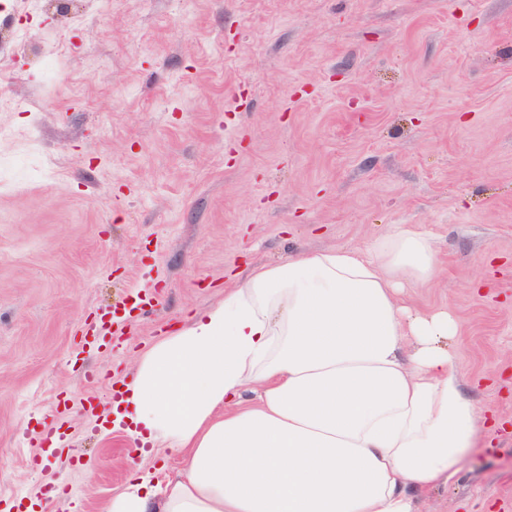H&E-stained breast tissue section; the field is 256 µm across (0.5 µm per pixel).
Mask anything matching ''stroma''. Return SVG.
<instances>
[{"instance_id": "stroma-1", "label": "stroma", "mask_w": 512, "mask_h": 512, "mask_svg": "<svg viewBox=\"0 0 512 512\" xmlns=\"http://www.w3.org/2000/svg\"><path fill=\"white\" fill-rule=\"evenodd\" d=\"M58 2L0 0V512H105L135 355L250 267L395 224L438 255L404 303L453 315L496 420L415 512H512V0Z\"/></svg>"}]
</instances>
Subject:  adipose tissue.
<instances>
[{"label": "adipose tissue", "instance_id": "1", "mask_svg": "<svg viewBox=\"0 0 512 512\" xmlns=\"http://www.w3.org/2000/svg\"><path fill=\"white\" fill-rule=\"evenodd\" d=\"M436 272L429 235L403 224L366 253L252 267L136 358L113 426L181 467L163 485L135 469L108 512H413L412 491L482 442L455 320L398 298Z\"/></svg>", "mask_w": 512, "mask_h": 512}]
</instances>
